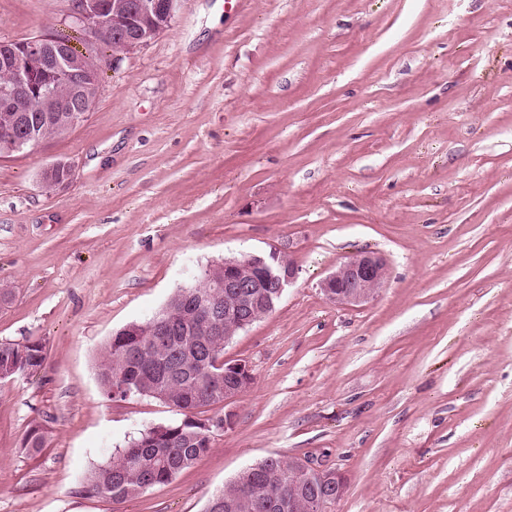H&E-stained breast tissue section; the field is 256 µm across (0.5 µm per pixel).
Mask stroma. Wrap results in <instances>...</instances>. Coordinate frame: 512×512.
Here are the masks:
<instances>
[{
    "label": "stroma",
    "instance_id": "obj_1",
    "mask_svg": "<svg viewBox=\"0 0 512 512\" xmlns=\"http://www.w3.org/2000/svg\"><path fill=\"white\" fill-rule=\"evenodd\" d=\"M44 33L106 52L71 0H0V42ZM57 161L72 179L46 187ZM274 248L298 277L224 349L254 376L206 410L231 425L163 485L81 496L179 418L102 397L107 341ZM358 251L387 258L385 288L329 302ZM0 288V342L46 355L0 380V512H204L267 456L343 472L334 512H512V0H184L83 121L0 154Z\"/></svg>",
    "mask_w": 512,
    "mask_h": 512
}]
</instances>
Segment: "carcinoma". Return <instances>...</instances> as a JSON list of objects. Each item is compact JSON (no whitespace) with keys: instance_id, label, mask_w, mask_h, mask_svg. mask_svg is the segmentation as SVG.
<instances>
[{"instance_id":"cac0c4a2","label":"carcinoma","mask_w":512,"mask_h":512,"mask_svg":"<svg viewBox=\"0 0 512 512\" xmlns=\"http://www.w3.org/2000/svg\"><path fill=\"white\" fill-rule=\"evenodd\" d=\"M12 126L0 113V152L9 153ZM182 288L161 315L179 326L176 336H153L150 326L137 334L118 330L104 346L98 364L102 396L114 399L113 387L122 383L132 394L149 397L176 408L183 418L154 426L119 449L106 464L94 469L79 493L121 503L171 480L210 449L212 427L224 425V416H203V408L224 401V337L208 336L201 317L194 315L189 296ZM45 347L37 339L0 342V369H16L27 375L39 372ZM45 437L31 427L22 447L37 453ZM299 492L288 477V462L268 457L239 473L211 496L204 512H313V508L289 510V499Z\"/></svg>"}]
</instances>
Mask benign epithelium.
<instances>
[{
    "instance_id": "obj_1",
    "label": "benign epithelium",
    "mask_w": 512,
    "mask_h": 512,
    "mask_svg": "<svg viewBox=\"0 0 512 512\" xmlns=\"http://www.w3.org/2000/svg\"><path fill=\"white\" fill-rule=\"evenodd\" d=\"M183 0H72L73 16L94 40L103 43L109 55L100 59L79 53L70 40L44 34L22 43L0 46V112H11L16 136L11 146L22 149L48 140L36 132L27 115L18 111L21 99L44 100L46 110L58 113L56 129L66 133L91 111L104 68L157 34L170 28ZM224 279L207 274L194 293L202 324L212 336H234L269 315L297 276L286 253L226 258L220 263ZM388 275L385 259L372 251H360L336 265L320 284L325 297L339 305L367 302L384 287ZM224 289V309L211 303L212 295ZM250 365L238 360L224 364V403L244 394L252 385ZM292 468L310 490L324 495L310 497L319 512H329L341 500L347 482L341 472L297 458Z\"/></svg>"
}]
</instances>
